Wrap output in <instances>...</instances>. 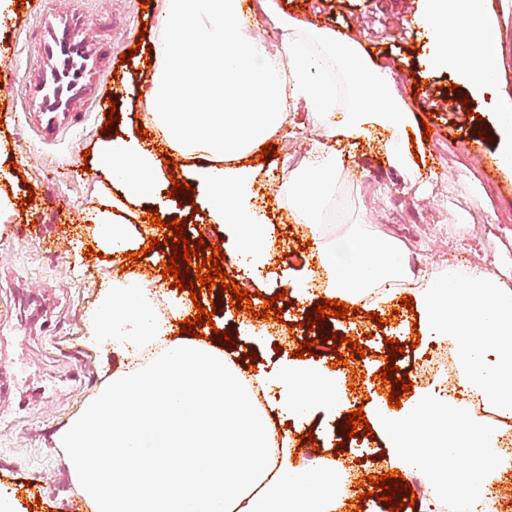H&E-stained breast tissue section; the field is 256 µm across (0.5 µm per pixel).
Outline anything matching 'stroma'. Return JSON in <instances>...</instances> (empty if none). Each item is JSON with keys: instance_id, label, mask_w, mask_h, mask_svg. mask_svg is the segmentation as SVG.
<instances>
[{"instance_id": "1", "label": "stroma", "mask_w": 512, "mask_h": 512, "mask_svg": "<svg viewBox=\"0 0 512 512\" xmlns=\"http://www.w3.org/2000/svg\"><path fill=\"white\" fill-rule=\"evenodd\" d=\"M65 0H25L22 11L0 16V53L12 61L15 71L35 62L28 27L35 10L64 6ZM420 0H275L274 17L264 20L270 51L281 49L287 32L280 26L288 19L335 31L358 41L376 64L388 68L393 83L414 116L411 128L416 140L404 165L391 158L388 129L376 127L358 140L342 139L335 150L342 157L341 195L334 206L335 222L322 226L300 223L288 208L278 182L268 172H283L293 158L312 156L322 132L315 127L305 106L289 110L278 134L272 138L274 156L261 159L259 152L246 158L257 173L251 191L267 195V224L286 252H275L247 290L253 312L236 311L232 296L220 301L210 329L231 331L236 359L256 352L265 373L276 374L293 357L289 349L275 351V343L260 332L258 312L265 298L279 299L282 319L303 321L314 300L325 297L324 287H312L306 272L310 255L348 234L381 235L398 242L406 251L412 276L397 285L391 304L399 315L378 327L363 312L331 318L328 328L358 340L366 348L362 370L377 378L389 358L388 337L404 345L403 355L393 359L400 372L424 361L440 338L413 332L415 317L402 307L403 297L415 293L420 279L447 271L449 265L466 267L482 263L500 280L512 286V172L500 183L483 177L486 156L496 155L498 142L488 141L500 97H512V0H501L496 18L501 26L502 79L498 87L474 96L464 108L455 91L458 81L451 70H436L428 60L434 44L428 25L418 15ZM157 0H92L87 34L100 37L101 17L114 18L119 28L112 35L114 55L131 53L130 62L106 73L104 83L117 103L119 135L139 128L144 106L139 95L149 70L147 52L154 44ZM411 34H404V27ZM17 86L11 78L0 80V148L10 151L11 162L0 170V193L11 196L17 207L5 232L0 233V299L15 308L9 323L0 325V336L10 335V345L0 344V488L15 501V512H90L76 490L70 469L55 450L60 429L96 393L102 382L103 356L84 344L85 314L95 305L106 280L115 278L120 258L87 256L98 246V227L92 216L104 202L98 177L92 172L94 156L103 141L107 113H89L80 130L65 135L55 145L39 142L17 108ZM433 136H424V128ZM41 196L30 199L29 187ZM170 183H163L157 199L167 219L187 220L191 242L219 246L226 270H234L230 258L233 241L228 228L212 223L202 192L188 201L170 197ZM67 220L55 222V213ZM341 411L317 408L290 427L298 449L297 460L307 467L332 458L338 442L346 440ZM313 434V445L303 441Z\"/></svg>"}]
</instances>
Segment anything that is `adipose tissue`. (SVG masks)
<instances>
[{
  "instance_id": "adipose-tissue-1",
  "label": "adipose tissue",
  "mask_w": 512,
  "mask_h": 512,
  "mask_svg": "<svg viewBox=\"0 0 512 512\" xmlns=\"http://www.w3.org/2000/svg\"><path fill=\"white\" fill-rule=\"evenodd\" d=\"M240 7V0H161L143 96L169 152L192 161L212 223L230 226L237 256L257 260L269 229L245 204L254 172L242 160L277 134L289 107L305 104L329 140L383 125L401 131L412 117L389 73L354 41L294 24L274 54L261 28L243 27ZM421 14L434 36L432 68L453 69L475 94L498 83L500 30L485 0H423ZM97 173L133 200L155 197L162 175L159 158L130 136L101 143ZM338 176L335 154L323 148L283 194L312 222ZM317 260L330 294L369 310L383 301L381 286L408 273L402 247L383 236H347ZM415 300L430 333L451 342L463 386L512 417V287L485 267L452 266L425 278ZM87 322V344L122 363L104 372L55 446L91 512H336L343 473L295 463L290 435L274 438L219 342L173 335L171 319L134 281L105 283ZM275 384L281 410L298 418L341 404L339 376L306 364L288 366ZM383 427L393 458L427 476L437 506L451 496L484 504L489 480L512 469L499 429L454 398L437 407L416 395ZM459 448L470 455L456 466Z\"/></svg>"
}]
</instances>
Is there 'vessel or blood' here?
Instances as JSON below:
<instances>
[{
  "instance_id": "obj_1",
  "label": "vessel or blood",
  "mask_w": 512,
  "mask_h": 512,
  "mask_svg": "<svg viewBox=\"0 0 512 512\" xmlns=\"http://www.w3.org/2000/svg\"><path fill=\"white\" fill-rule=\"evenodd\" d=\"M86 0H67L62 9L40 11L37 67L22 77L18 102L45 145L74 130L88 112L108 107L101 77L113 68L112 40H89Z\"/></svg>"
}]
</instances>
